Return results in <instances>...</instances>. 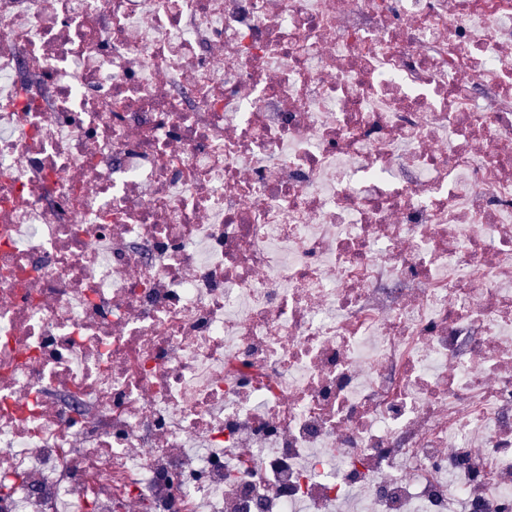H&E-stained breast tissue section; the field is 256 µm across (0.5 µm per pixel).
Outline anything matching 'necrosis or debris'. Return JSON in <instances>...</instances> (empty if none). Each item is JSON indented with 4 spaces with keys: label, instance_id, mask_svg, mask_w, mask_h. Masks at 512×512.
I'll list each match as a JSON object with an SVG mask.
<instances>
[{
    "label": "necrosis or debris",
    "instance_id": "1",
    "mask_svg": "<svg viewBox=\"0 0 512 512\" xmlns=\"http://www.w3.org/2000/svg\"><path fill=\"white\" fill-rule=\"evenodd\" d=\"M134 500L512 512V0H0V512Z\"/></svg>",
    "mask_w": 512,
    "mask_h": 512
}]
</instances>
